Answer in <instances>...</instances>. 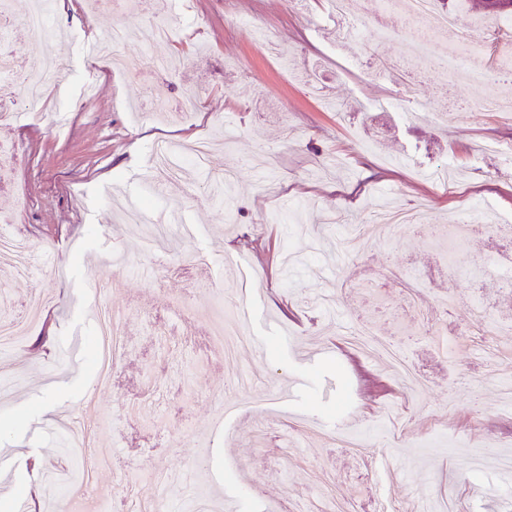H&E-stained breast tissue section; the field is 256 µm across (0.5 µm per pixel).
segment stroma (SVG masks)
Listing matches in <instances>:
<instances>
[{
  "label": "stroma",
  "mask_w": 512,
  "mask_h": 512,
  "mask_svg": "<svg viewBox=\"0 0 512 512\" xmlns=\"http://www.w3.org/2000/svg\"><path fill=\"white\" fill-rule=\"evenodd\" d=\"M46 3L47 36H19L10 52L22 74L46 52L66 55L68 80L49 109L67 122L0 128L19 149L15 167L0 170V237L33 251L30 273H0V320L21 328L0 356L8 512H59L32 493L56 467L64 417L91 423L107 459L94 491L110 512L161 493L168 512L196 499L220 512H272L284 502L322 506L326 490L363 512L381 499L412 512L417 496L436 492L464 512H512V482L485 494L496 472L473 464L478 448L512 453V399L500 391L512 377V286L492 271L512 239V110L475 107L492 93L512 102V84L429 72L401 41L368 32L339 42L327 0ZM157 19L178 37L153 53L175 59V70L122 73L87 50L120 27L123 53L138 54V30ZM190 91L200 107L188 115L178 107ZM205 131V169L182 165L194 196L155 192L145 175L157 141ZM443 165L445 194L431 178ZM228 170L237 173L230 213L209 186ZM131 190L150 211L178 207L176 246L149 241L144 225L118 212ZM382 199L406 210L425 204L422 226L373 225L336 264L328 215L359 224ZM411 269L424 277L419 308L455 333L447 355L402 309ZM98 280L117 281L103 301L127 311L106 382L95 348ZM220 287L250 310L235 366L254 385L230 394L223 353L201 360L190 344L219 314ZM188 294L193 321L170 312ZM451 295L456 306L440 312ZM479 306L489 331L467 334ZM340 313L397 341L416 379L344 347ZM44 331L50 343L30 354ZM295 379L302 394L276 402ZM344 424L362 452L333 443ZM202 440L212 449L203 468ZM168 469L187 470L191 482L159 490L152 476Z\"/></svg>",
  "instance_id": "obj_1"
}]
</instances>
